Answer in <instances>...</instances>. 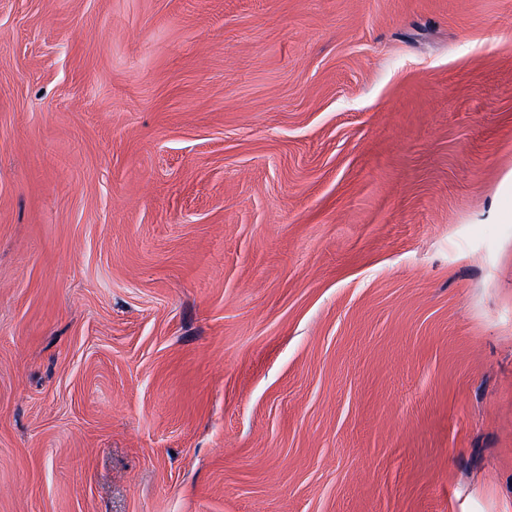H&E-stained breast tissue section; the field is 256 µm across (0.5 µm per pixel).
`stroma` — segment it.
I'll return each mask as SVG.
<instances>
[{"instance_id":"1","label":"stroma","mask_w":512,"mask_h":512,"mask_svg":"<svg viewBox=\"0 0 512 512\" xmlns=\"http://www.w3.org/2000/svg\"><path fill=\"white\" fill-rule=\"evenodd\" d=\"M0 512H512V0H0Z\"/></svg>"}]
</instances>
